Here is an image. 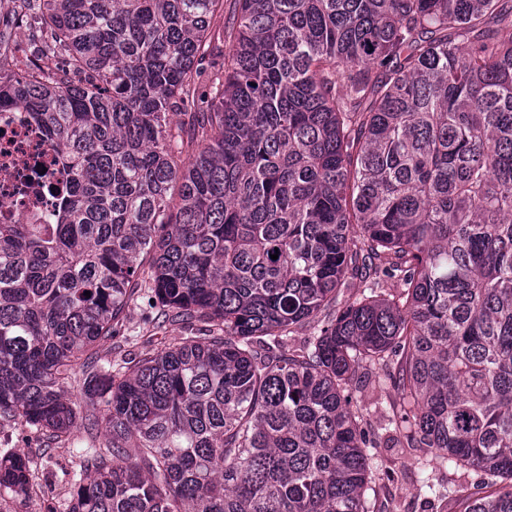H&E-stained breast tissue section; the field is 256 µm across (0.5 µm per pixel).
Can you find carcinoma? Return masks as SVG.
Listing matches in <instances>:
<instances>
[{"label": "carcinoma", "instance_id": "obj_1", "mask_svg": "<svg viewBox=\"0 0 512 512\" xmlns=\"http://www.w3.org/2000/svg\"><path fill=\"white\" fill-rule=\"evenodd\" d=\"M11 3L50 41L0 67V111L72 189L0 224V418L50 444L86 375L104 442L68 512H373L377 365L396 444L512 512L486 482L512 480V0H237L216 35L224 0ZM146 277L205 333L115 370L94 347ZM32 468L0 455V497ZM68 396L81 404V416L84 415H99L101 405L96 400H91L84 394L83 390V376L79 369L76 371L75 378L71 380L67 386Z\"/></svg>", "mask_w": 512, "mask_h": 512}]
</instances>
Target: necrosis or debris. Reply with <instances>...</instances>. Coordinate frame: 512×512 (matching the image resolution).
Returning <instances> with one entry per match:
<instances>
[{"label": "necrosis or debris", "mask_w": 512, "mask_h": 512, "mask_svg": "<svg viewBox=\"0 0 512 512\" xmlns=\"http://www.w3.org/2000/svg\"><path fill=\"white\" fill-rule=\"evenodd\" d=\"M67 173L43 128L21 107L0 111V223L45 224Z\"/></svg>", "instance_id": "obj_1"}]
</instances>
